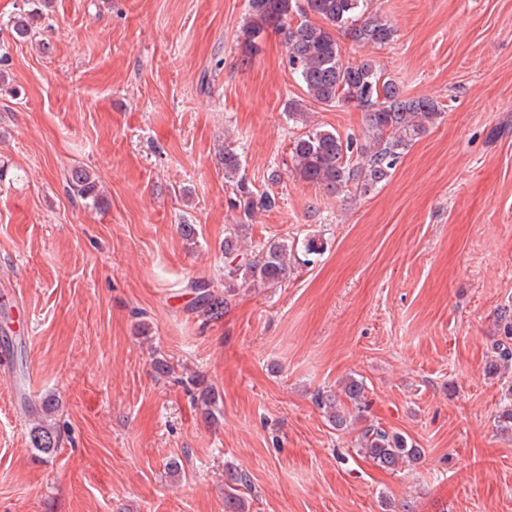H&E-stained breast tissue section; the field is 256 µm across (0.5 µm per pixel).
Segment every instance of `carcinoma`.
Segmentation results:
<instances>
[{"mask_svg": "<svg viewBox=\"0 0 512 512\" xmlns=\"http://www.w3.org/2000/svg\"><path fill=\"white\" fill-rule=\"evenodd\" d=\"M32 8L19 14L13 29L17 37L31 39L43 11L52 0H30ZM370 0H248L249 21L243 31V49L249 53L270 28L283 40L287 64L302 83L307 98L314 104L336 108L355 104L364 110L366 131L359 145L329 130L313 127L295 137L290 151L294 173L303 182L336 195L352 186L361 195L374 190L391 176L402 151L428 125L442 115V108L428 97L407 98L393 79L385 76L376 63L364 60L357 65L342 58L338 34L366 45H385L395 31L388 20L369 10ZM316 20H311V17ZM357 160H352V157ZM224 179L235 187L238 206L249 218L256 210L275 207L276 197L268 192L255 193L242 173L240 156L232 145L224 146ZM70 192L82 199L98 201L94 179L85 171L72 173ZM247 230L235 224L224 236V294L208 284H195L197 297L194 310L214 320L236 295L237 286L276 288L291 273L293 246L283 240L268 243L256 252L244 253L238 247L239 237ZM500 339L494 343V359L488 372L497 373L512 367V312L504 310L498 317ZM197 402L204 418L216 422V393L212 386L199 381ZM366 385L354 376L348 377L339 393L319 392L315 404L331 425L341 430L361 416L366 409ZM507 403L498 412L496 429L512 435V390ZM57 399L47 397L32 409L35 423L30 429V442L39 460H48L60 449V435L52 414ZM355 450L358 456L381 470L396 471L406 463L424 456V449L404 435L378 425L359 430ZM249 487L247 475L234 467L224 470V512H248V499L241 488Z\"/></svg>", "mask_w": 512, "mask_h": 512, "instance_id": "1", "label": "carcinoma"}]
</instances>
